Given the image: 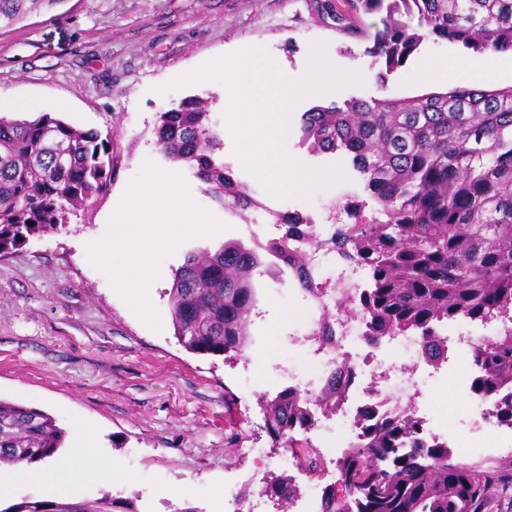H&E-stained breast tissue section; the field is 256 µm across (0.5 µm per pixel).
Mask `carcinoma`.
I'll return each instance as SVG.
<instances>
[{
  "label": "carcinoma",
  "mask_w": 512,
  "mask_h": 512,
  "mask_svg": "<svg viewBox=\"0 0 512 512\" xmlns=\"http://www.w3.org/2000/svg\"><path fill=\"white\" fill-rule=\"evenodd\" d=\"M67 0H0V32ZM335 10L348 30L350 17L385 12L371 42L375 80L405 64L431 34L475 55L512 50V0H347L351 16ZM211 101L188 96L160 113L158 151L186 165L221 207L245 217L263 205L220 160L223 140L210 116ZM299 145L311 153H339L358 172L366 201L333 210L350 224L320 237L313 219L271 213L279 235L248 246L241 241L186 253L168 292L179 343L197 354L240 355L261 288L256 274L274 263L291 268L303 291L316 298L312 277L295 243L329 247L367 272V288L350 300L373 338L414 334L430 363L447 358L439 327L466 318L512 321V87H459L404 99L352 98L339 106L315 104L301 114ZM109 141L48 113L34 120L0 117V256L7 255L85 207L111 183L103 156ZM477 390L496 402V419L512 425V329L478 341L471 350ZM345 388L326 385L317 402L325 416L341 409ZM274 448H292V433L315 424L303 394L284 388L262 396ZM421 420L409 401L394 415L365 428L339 460L340 485L323 491V512H484L492 498L512 507V483L490 470L456 462L450 449L420 436ZM66 432L44 411L0 399V465L54 457ZM299 465L319 473L317 452L306 445ZM264 493L284 504L298 493L286 475L266 473ZM108 498L94 501H22L0 512H112Z\"/></svg>",
  "instance_id": "carcinoma-1"
}]
</instances>
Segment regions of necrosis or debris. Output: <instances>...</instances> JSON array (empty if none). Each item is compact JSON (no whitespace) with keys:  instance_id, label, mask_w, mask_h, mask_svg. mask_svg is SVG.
<instances>
[{"instance_id":"1","label":"necrosis or debris","mask_w":512,"mask_h":512,"mask_svg":"<svg viewBox=\"0 0 512 512\" xmlns=\"http://www.w3.org/2000/svg\"><path fill=\"white\" fill-rule=\"evenodd\" d=\"M363 278L359 266L349 262L337 265L334 287L326 289L315 303L320 315L332 320L334 341L327 344L309 334L297 337V346L313 358L315 367L311 374L291 375L289 381L290 387L299 389L311 404L333 375H341L347 381L346 400L336 413L338 432L334 445L338 448L349 447L371 422L387 418L397 402L422 393L425 381L419 362L420 337H390L397 359L387 362L379 355L381 343L370 341L361 318L350 312L346 296L360 287ZM443 340L450 352L446 375L458 389L467 392L468 413L482 430L477 435L460 434L455 419L443 421L433 413L429 416V438L465 449L472 457H484L486 449L499 437L500 428L492 419L494 401L472 391L471 347L475 338L459 332L444 334Z\"/></svg>"}]
</instances>
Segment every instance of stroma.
<instances>
[{"instance_id": "stroma-1", "label": "stroma", "mask_w": 512, "mask_h": 512, "mask_svg": "<svg viewBox=\"0 0 512 512\" xmlns=\"http://www.w3.org/2000/svg\"><path fill=\"white\" fill-rule=\"evenodd\" d=\"M313 2L66 0L0 34V102L35 101L38 113L98 130L109 140L107 191L67 223L0 258V399L38 408L68 432L75 422H86L98 433V455L118 461L125 473L115 481L80 477L73 500L106 496L130 504L133 512H224L218 487L232 482L241 489L253 484L255 472L281 468L282 452L271 446L258 396L287 386L289 368L310 367L288 339L309 331L314 314L300 294L274 283L261 294V314L250 328L256 342L243 357L229 362L178 342L169 310L173 272L188 250L217 244V237L188 239L162 261L149 287L161 321L157 331L89 262L87 244L104 234L148 160L180 174L192 199L227 224L228 240L240 238L252 222L278 233L266 213L253 212L247 223L213 206L193 171L169 163L155 146L158 113L184 97L213 95V117L223 121V84L206 81L163 94L157 86L249 46L265 47L291 77L308 72L318 44L332 67L358 73L360 83L296 101L283 142L285 154L308 168H339L343 178L331 186L269 195L243 171L233 138L224 139L225 164L255 196L318 224L326 223L333 202L363 191L348 159L300 147L297 127L309 107L425 94V63L445 59L455 63L456 86L512 87V68L501 69L500 56H492L485 76L478 77L466 67L461 46L431 37L386 87H378L364 41L337 30L332 17L317 16ZM253 447L266 449L263 463L245 458V449Z\"/></svg>"}]
</instances>
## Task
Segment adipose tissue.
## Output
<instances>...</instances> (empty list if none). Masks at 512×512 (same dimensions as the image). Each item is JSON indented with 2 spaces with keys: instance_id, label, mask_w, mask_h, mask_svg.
<instances>
[{
  "instance_id": "1",
  "label": "adipose tissue",
  "mask_w": 512,
  "mask_h": 512,
  "mask_svg": "<svg viewBox=\"0 0 512 512\" xmlns=\"http://www.w3.org/2000/svg\"><path fill=\"white\" fill-rule=\"evenodd\" d=\"M76 446L81 450V465L73 467L67 460H53L40 467L25 463L12 466H0V492L22 482L40 484L47 494L55 499L64 500L78 473L106 479L123 478L124 473L117 462H101L95 452V440L85 425H78Z\"/></svg>"
}]
</instances>
